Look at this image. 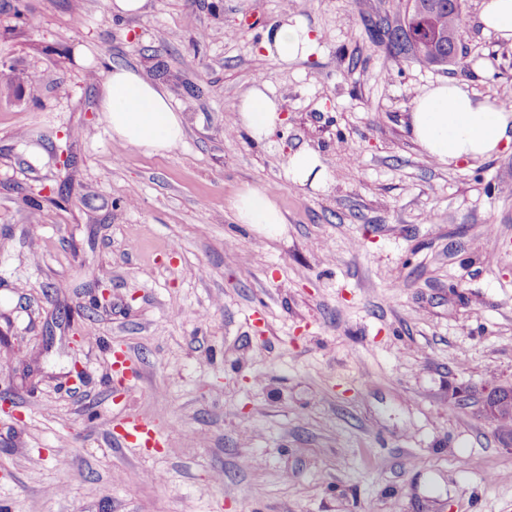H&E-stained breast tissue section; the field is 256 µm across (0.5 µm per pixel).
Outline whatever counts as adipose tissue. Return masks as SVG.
<instances>
[{"label": "adipose tissue", "instance_id": "adipose-tissue-1", "mask_svg": "<svg viewBox=\"0 0 512 512\" xmlns=\"http://www.w3.org/2000/svg\"><path fill=\"white\" fill-rule=\"evenodd\" d=\"M261 48L286 65L308 58L318 39L299 16L269 26ZM99 110L114 141L149 154L164 153L184 139L182 114L167 92L144 78L136 68L113 66L107 73ZM283 122L281 102L266 84L251 86L240 98L234 127L245 130L259 144L268 143ZM410 128L415 141L440 162L491 157L512 142V108L482 97L455 80L424 87L413 99ZM283 177L296 187L327 190L330 175L319 154L307 144L292 148L283 165ZM240 224H280L284 217L264 190L246 188L231 201Z\"/></svg>", "mask_w": 512, "mask_h": 512}]
</instances>
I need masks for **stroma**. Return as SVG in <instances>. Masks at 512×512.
Returning <instances> with one entry per match:
<instances>
[{"mask_svg": "<svg viewBox=\"0 0 512 512\" xmlns=\"http://www.w3.org/2000/svg\"><path fill=\"white\" fill-rule=\"evenodd\" d=\"M480 5L457 64L432 66L369 37L406 0H146L125 20L107 0H0V70L22 78L0 81L9 512H512V422L488 404L512 386V143L440 163L409 125L442 80L512 106V45ZM296 14L321 48L283 66L259 41ZM115 65L164 87L181 144L114 143L98 104ZM258 81L284 118L262 147L230 128ZM302 142L325 192L282 178ZM246 186L284 223H236ZM117 346L139 368L118 403ZM129 417L162 448L114 446Z\"/></svg>", "mask_w": 512, "mask_h": 512, "instance_id": "1", "label": "stroma"}]
</instances>
